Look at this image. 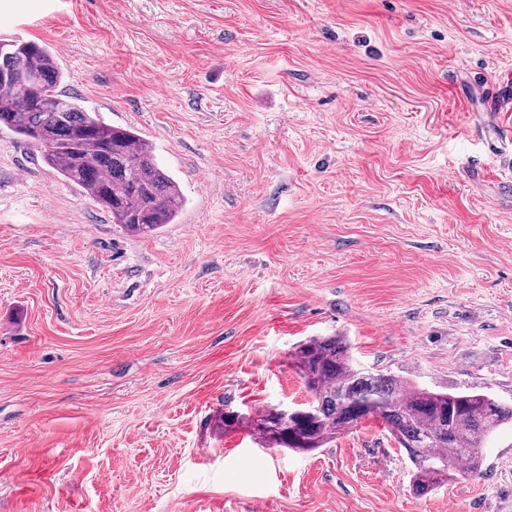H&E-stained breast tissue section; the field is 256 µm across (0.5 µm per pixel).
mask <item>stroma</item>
I'll use <instances>...</instances> for the list:
<instances>
[{"instance_id": "1", "label": "stroma", "mask_w": 512, "mask_h": 512, "mask_svg": "<svg viewBox=\"0 0 512 512\" xmlns=\"http://www.w3.org/2000/svg\"><path fill=\"white\" fill-rule=\"evenodd\" d=\"M186 205L126 234L0 128V512H512V426L414 493L371 419L309 454L223 433L304 402L290 351L512 403V0H0Z\"/></svg>"}]
</instances>
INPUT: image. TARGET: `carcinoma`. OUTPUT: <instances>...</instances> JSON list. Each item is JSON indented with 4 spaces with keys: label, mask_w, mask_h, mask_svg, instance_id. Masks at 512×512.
<instances>
[{
    "label": "carcinoma",
    "mask_w": 512,
    "mask_h": 512,
    "mask_svg": "<svg viewBox=\"0 0 512 512\" xmlns=\"http://www.w3.org/2000/svg\"><path fill=\"white\" fill-rule=\"evenodd\" d=\"M62 72L47 45L0 42V126L37 145L44 161L80 187L125 231L148 237L174 223L183 205L176 181L136 132L86 112L58 90ZM292 364L312 406L285 420L265 408L250 426L269 448L309 453L376 418L407 454L418 493L481 467L480 448L512 423V405L479 393L436 392L390 373L353 364L344 336L314 337L296 346Z\"/></svg>",
    "instance_id": "carcinoma-1"
}]
</instances>
